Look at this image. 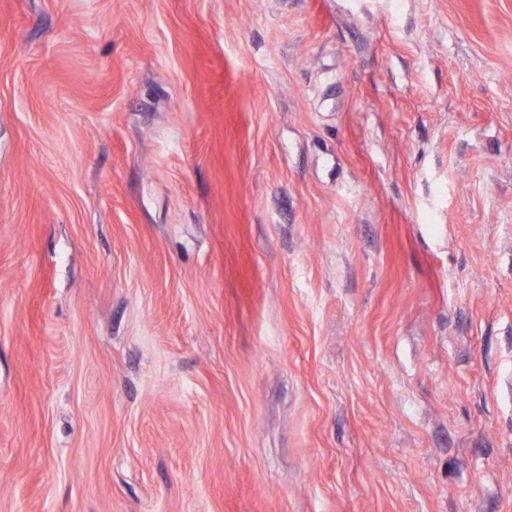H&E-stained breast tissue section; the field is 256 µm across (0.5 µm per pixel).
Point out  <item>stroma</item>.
Wrapping results in <instances>:
<instances>
[{
    "label": "stroma",
    "mask_w": 512,
    "mask_h": 512,
    "mask_svg": "<svg viewBox=\"0 0 512 512\" xmlns=\"http://www.w3.org/2000/svg\"><path fill=\"white\" fill-rule=\"evenodd\" d=\"M0 512H512V0H0Z\"/></svg>",
    "instance_id": "1"
}]
</instances>
